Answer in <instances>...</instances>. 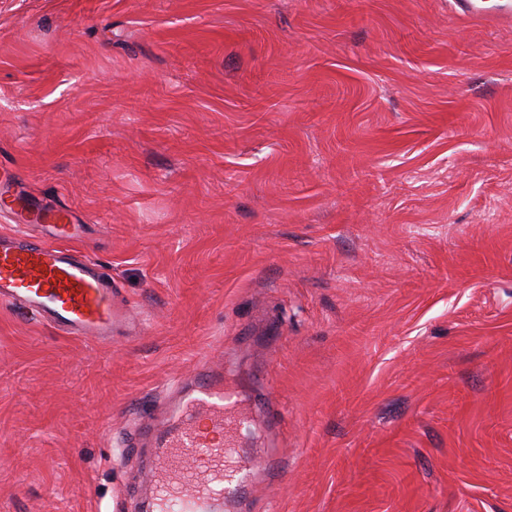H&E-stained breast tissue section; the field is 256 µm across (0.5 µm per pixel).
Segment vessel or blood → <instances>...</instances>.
Listing matches in <instances>:
<instances>
[{"label": "vessel or blood", "instance_id": "1", "mask_svg": "<svg viewBox=\"0 0 512 512\" xmlns=\"http://www.w3.org/2000/svg\"><path fill=\"white\" fill-rule=\"evenodd\" d=\"M457 15L488 23L512 21V0H455ZM0 209L23 224H44L52 241L29 247L0 243V303L37 313L66 332L110 343L132 323L125 304L100 264L63 249L79 238L72 210L29 202L19 194L0 196ZM247 416L224 373L200 363L192 388L167 418L144 428L134 447L150 442L154 454L145 476L152 497L148 512H245L257 472H273L277 457L255 468L244 451Z\"/></svg>", "mask_w": 512, "mask_h": 512}]
</instances>
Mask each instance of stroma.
Instances as JSON below:
<instances>
[{"label":"stroma","mask_w":512,"mask_h":512,"mask_svg":"<svg viewBox=\"0 0 512 512\" xmlns=\"http://www.w3.org/2000/svg\"><path fill=\"white\" fill-rule=\"evenodd\" d=\"M1 170L134 329L0 305V512H138L126 441L205 358L283 461L252 512H512V25L0 0Z\"/></svg>","instance_id":"obj_1"}]
</instances>
